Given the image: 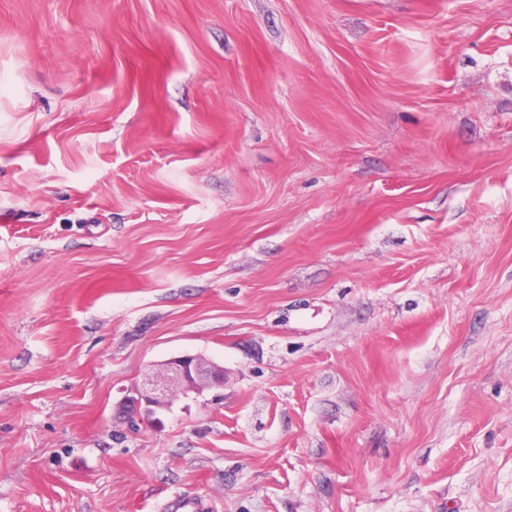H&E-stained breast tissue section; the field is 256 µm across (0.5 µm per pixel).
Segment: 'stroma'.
Returning <instances> with one entry per match:
<instances>
[{
	"instance_id": "obj_1",
	"label": "stroma",
	"mask_w": 512,
	"mask_h": 512,
	"mask_svg": "<svg viewBox=\"0 0 512 512\" xmlns=\"http://www.w3.org/2000/svg\"><path fill=\"white\" fill-rule=\"evenodd\" d=\"M0 71V512H512V0H0ZM158 376L143 388L134 389L125 399L124 417L133 430L157 411L169 410L176 391L184 398H198L212 388H224V367L201 355L172 358Z\"/></svg>"
}]
</instances>
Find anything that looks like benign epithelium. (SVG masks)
Instances as JSON below:
<instances>
[{"label": "benign epithelium", "instance_id": "obj_1", "mask_svg": "<svg viewBox=\"0 0 512 512\" xmlns=\"http://www.w3.org/2000/svg\"><path fill=\"white\" fill-rule=\"evenodd\" d=\"M224 386V367L201 355H183L164 364L160 378L136 388L125 399V420L136 430L140 422L172 406L174 392L198 398L212 388Z\"/></svg>", "mask_w": 512, "mask_h": 512}]
</instances>
